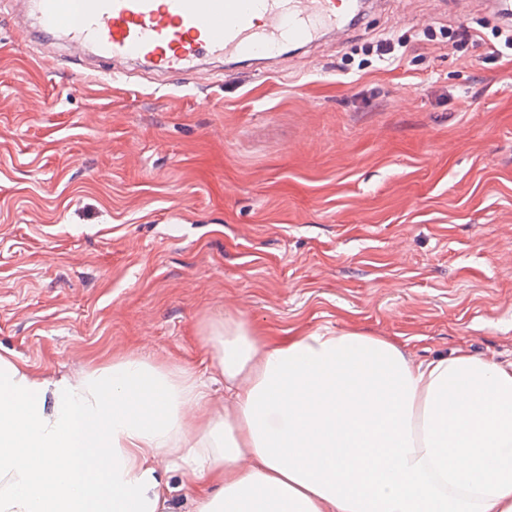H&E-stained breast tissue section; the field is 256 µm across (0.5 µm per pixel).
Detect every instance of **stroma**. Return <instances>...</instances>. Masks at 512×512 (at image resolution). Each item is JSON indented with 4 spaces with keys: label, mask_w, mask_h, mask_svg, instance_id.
I'll list each match as a JSON object with an SVG mask.
<instances>
[{
    "label": "stroma",
    "mask_w": 512,
    "mask_h": 512,
    "mask_svg": "<svg viewBox=\"0 0 512 512\" xmlns=\"http://www.w3.org/2000/svg\"><path fill=\"white\" fill-rule=\"evenodd\" d=\"M503 29L472 0H373L344 44L259 75L115 82L43 63L0 16V354L200 373L231 313L512 362Z\"/></svg>",
    "instance_id": "35a3bbf8"
}]
</instances>
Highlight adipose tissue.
<instances>
[{"instance_id":"1","label":"adipose tissue","mask_w":512,"mask_h":512,"mask_svg":"<svg viewBox=\"0 0 512 512\" xmlns=\"http://www.w3.org/2000/svg\"><path fill=\"white\" fill-rule=\"evenodd\" d=\"M202 341L229 406L139 355L52 379L0 355V512H168L163 461L190 512H512V364L229 313Z\"/></svg>"}]
</instances>
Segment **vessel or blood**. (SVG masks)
I'll use <instances>...</instances> for the list:
<instances>
[{"label":"vessel or blood","instance_id":"vessel-or-blood-1","mask_svg":"<svg viewBox=\"0 0 512 512\" xmlns=\"http://www.w3.org/2000/svg\"><path fill=\"white\" fill-rule=\"evenodd\" d=\"M14 25L75 58L146 63L174 79L203 58L276 60L321 33L349 36L356 0H17Z\"/></svg>","mask_w":512,"mask_h":512}]
</instances>
